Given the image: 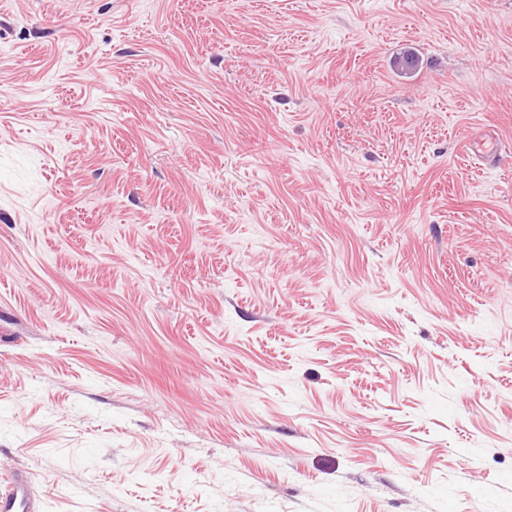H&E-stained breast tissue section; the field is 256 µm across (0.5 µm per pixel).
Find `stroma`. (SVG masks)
I'll return each mask as SVG.
<instances>
[{"mask_svg":"<svg viewBox=\"0 0 512 512\" xmlns=\"http://www.w3.org/2000/svg\"><path fill=\"white\" fill-rule=\"evenodd\" d=\"M486 136L512 0H0V488L512 512ZM467 150L477 160L495 161L504 151H510L509 145L500 139H478L467 144Z\"/></svg>","mask_w":512,"mask_h":512,"instance_id":"stroma-1","label":"stroma"}]
</instances>
